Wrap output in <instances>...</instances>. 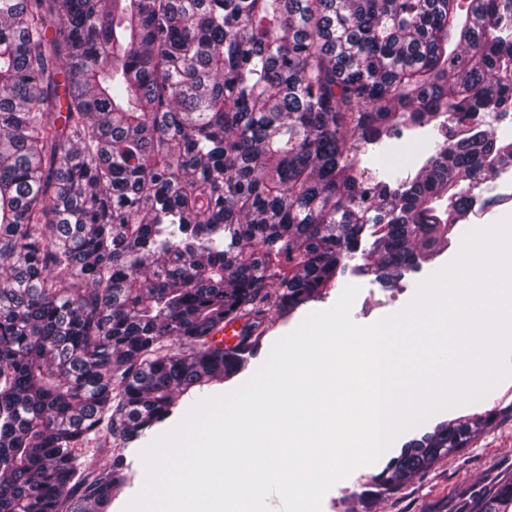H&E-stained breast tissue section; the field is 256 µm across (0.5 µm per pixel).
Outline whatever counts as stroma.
<instances>
[{
  "instance_id": "1",
  "label": "stroma",
  "mask_w": 512,
  "mask_h": 512,
  "mask_svg": "<svg viewBox=\"0 0 512 512\" xmlns=\"http://www.w3.org/2000/svg\"><path fill=\"white\" fill-rule=\"evenodd\" d=\"M480 191L486 204L469 214L464 223L465 230L490 227L500 216L512 213V200L508 203L501 200L505 194L512 197V168L487 180ZM462 242V236L453 237L435 259L406 274L395 288L384 285L375 276L359 273L362 256L348 259L344 274L326 294L293 314L270 313L267 331L257 353L249 358L241 372L206 391V398L221 396L242 386L265 363L280 339L311 312L332 307L346 285L354 284L360 288L351 309L354 323L367 326L400 312L413 300L420 283L457 257ZM491 409L500 412L495 425L485 428L466 448L438 461L398 489L384 491L376 487L378 474L392 458L400 455L406 443L421 438L439 424ZM506 480H512V377L503 379L482 400L441 411L423 424L399 434L376 463L357 468L332 486L322 499L321 512H463L470 500Z\"/></svg>"
}]
</instances>
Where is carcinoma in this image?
I'll list each match as a JSON object with an SVG mask.
<instances>
[{"label": "carcinoma", "mask_w": 512, "mask_h": 512, "mask_svg": "<svg viewBox=\"0 0 512 512\" xmlns=\"http://www.w3.org/2000/svg\"><path fill=\"white\" fill-rule=\"evenodd\" d=\"M511 114L512 0H0V512H109L125 446L364 235L393 284L461 230L512 167ZM421 125L426 163L377 179L365 146ZM493 418L413 440L378 485ZM92 439L110 465L80 462ZM511 508L512 481L472 512Z\"/></svg>", "instance_id": "1"}]
</instances>
